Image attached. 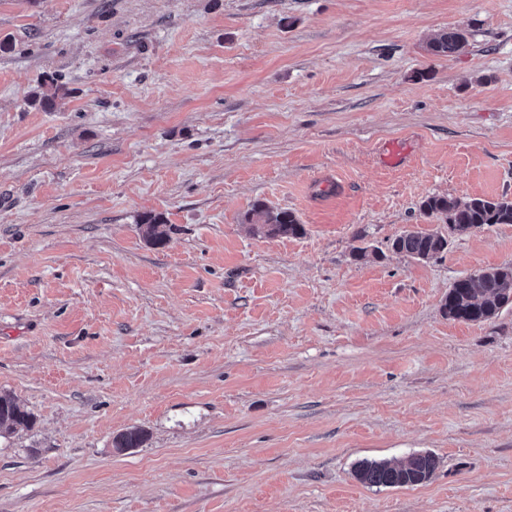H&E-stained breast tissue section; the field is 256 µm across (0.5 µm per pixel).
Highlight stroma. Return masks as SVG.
Masks as SVG:
<instances>
[{"label": "stroma", "instance_id": "obj_1", "mask_svg": "<svg viewBox=\"0 0 512 512\" xmlns=\"http://www.w3.org/2000/svg\"><path fill=\"white\" fill-rule=\"evenodd\" d=\"M433 195L512 199V0H0V512H512V224L393 252ZM467 45L468 40L463 32L448 30L438 34L429 43L428 50L434 56L450 57L464 50ZM248 220L259 225V230L269 236H296L303 231L296 215L288 210H274L264 204L254 207ZM162 217L145 214L140 219L142 236L153 246H162L168 239V230ZM448 248V235L439 230L407 231L392 240V249L417 259H434ZM508 304H512V266H502L455 281L444 311L451 320L482 322ZM34 416L14 397L0 395V437L13 433L18 427H32ZM438 466L430 453L412 454L401 461L364 462L356 470L357 478L371 487H406L431 479Z\"/></svg>", "mask_w": 512, "mask_h": 512}]
</instances>
